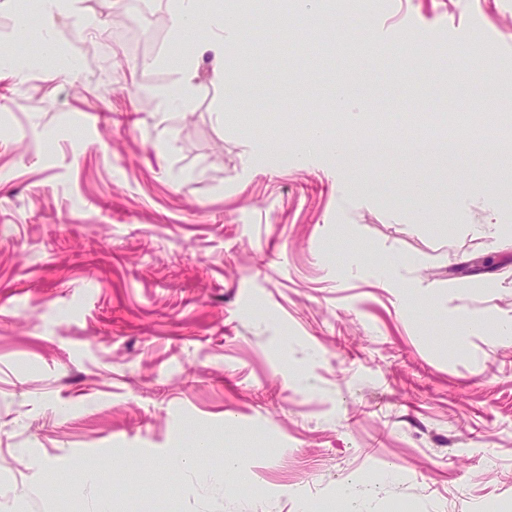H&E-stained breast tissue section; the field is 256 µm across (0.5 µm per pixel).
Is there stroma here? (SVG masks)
Here are the masks:
<instances>
[{"label": "stroma", "mask_w": 512, "mask_h": 512, "mask_svg": "<svg viewBox=\"0 0 512 512\" xmlns=\"http://www.w3.org/2000/svg\"><path fill=\"white\" fill-rule=\"evenodd\" d=\"M266 18L267 43L194 61L184 112L165 0H74L57 66L38 0H0V512H349L350 482L364 512H512V234L470 230L512 200L485 160L512 0ZM443 48L490 83L432 68ZM342 83L411 148L326 121ZM455 103L483 157L451 167L432 120ZM320 122L352 162L261 155Z\"/></svg>", "instance_id": "1"}]
</instances>
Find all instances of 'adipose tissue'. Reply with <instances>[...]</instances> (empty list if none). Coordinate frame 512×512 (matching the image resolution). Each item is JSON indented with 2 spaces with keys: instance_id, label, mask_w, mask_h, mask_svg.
I'll use <instances>...</instances> for the list:
<instances>
[{
  "instance_id": "adipose-tissue-1",
  "label": "adipose tissue",
  "mask_w": 512,
  "mask_h": 512,
  "mask_svg": "<svg viewBox=\"0 0 512 512\" xmlns=\"http://www.w3.org/2000/svg\"><path fill=\"white\" fill-rule=\"evenodd\" d=\"M171 23L177 38L172 55L184 63L181 82L167 91L170 104L189 109L193 104L195 71L193 57L211 55L216 63L224 61V47L236 38L239 13L228 4L215 18H207L201 0H167Z\"/></svg>"
}]
</instances>
